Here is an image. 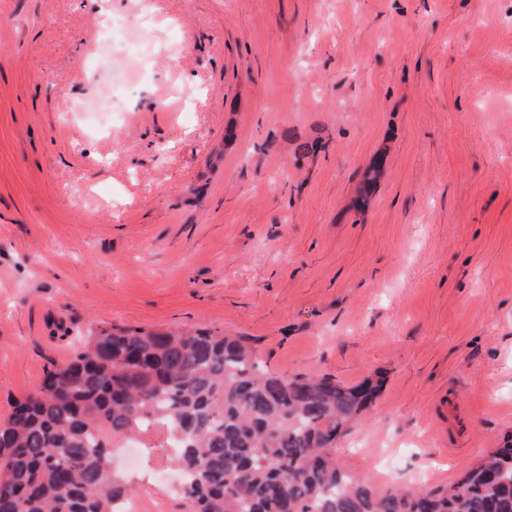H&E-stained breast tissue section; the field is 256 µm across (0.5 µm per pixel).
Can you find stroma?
Here are the masks:
<instances>
[{"label": "stroma", "instance_id": "stroma-1", "mask_svg": "<svg viewBox=\"0 0 512 512\" xmlns=\"http://www.w3.org/2000/svg\"><path fill=\"white\" fill-rule=\"evenodd\" d=\"M122 327L380 383L336 442L379 489L512 444V0H0V423ZM112 468L185 512L163 447Z\"/></svg>", "mask_w": 512, "mask_h": 512}]
</instances>
